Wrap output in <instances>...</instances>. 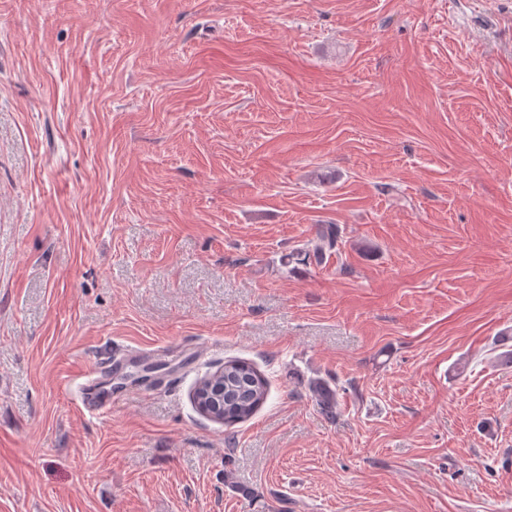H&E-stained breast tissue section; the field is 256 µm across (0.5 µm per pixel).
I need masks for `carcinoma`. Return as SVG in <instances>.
Listing matches in <instances>:
<instances>
[{
	"instance_id": "1",
	"label": "carcinoma",
	"mask_w": 512,
	"mask_h": 512,
	"mask_svg": "<svg viewBox=\"0 0 512 512\" xmlns=\"http://www.w3.org/2000/svg\"><path fill=\"white\" fill-rule=\"evenodd\" d=\"M339 235L329 224H321L315 236L304 244L299 253L309 262L320 264L326 256L338 250ZM310 390L320 403L322 410L333 412L337 405L339 390L318 380L310 384ZM199 401H219L217 414L226 425L244 422L252 417L267 398L266 379L241 360L224 362L221 376L215 378L208 372L197 380L195 388Z\"/></svg>"
}]
</instances>
